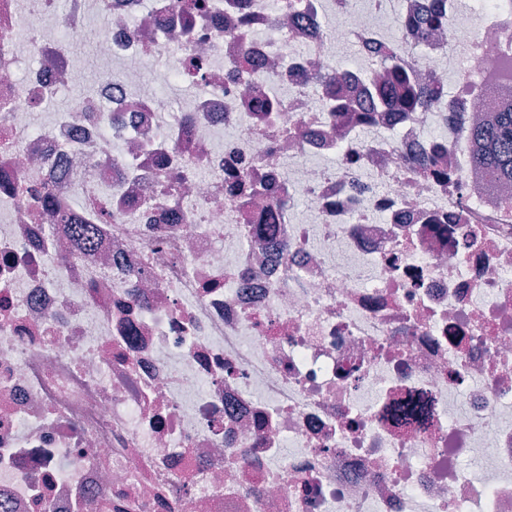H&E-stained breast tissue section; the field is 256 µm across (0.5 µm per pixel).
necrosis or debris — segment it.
Masks as SVG:
<instances>
[{
	"label": "necrosis or debris",
	"mask_w": 512,
	"mask_h": 512,
	"mask_svg": "<svg viewBox=\"0 0 512 512\" xmlns=\"http://www.w3.org/2000/svg\"><path fill=\"white\" fill-rule=\"evenodd\" d=\"M369 2L210 0L187 40L176 0H0V512H512V182L474 170L469 75L368 135L326 108L332 47L361 56L358 100L381 18L440 5ZM468 8L463 52L450 28L397 45L423 83L462 55L512 74V0ZM23 11L48 27L17 34ZM90 38L110 73L34 129ZM167 53L159 82L193 87L173 106L140 87ZM435 124L450 184L420 174ZM44 186L97 251L61 257L63 224L20 195Z\"/></svg>",
	"instance_id": "necrosis-or-debris-1"
}]
</instances>
